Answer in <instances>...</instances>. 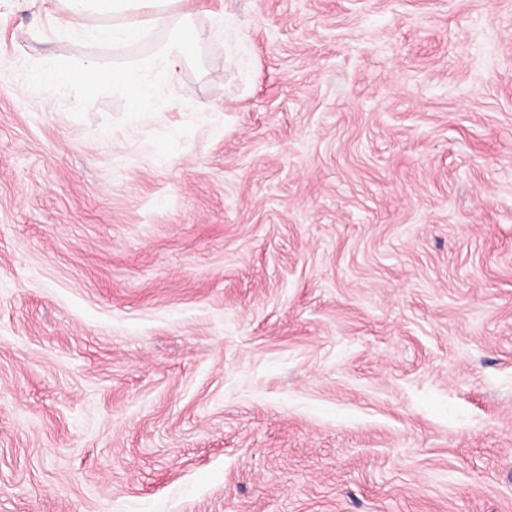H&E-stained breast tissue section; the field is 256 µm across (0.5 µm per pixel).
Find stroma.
<instances>
[{
  "label": "stroma",
  "mask_w": 512,
  "mask_h": 512,
  "mask_svg": "<svg viewBox=\"0 0 512 512\" xmlns=\"http://www.w3.org/2000/svg\"><path fill=\"white\" fill-rule=\"evenodd\" d=\"M184 104L0 0V512H512V0H185Z\"/></svg>",
  "instance_id": "stroma-1"
}]
</instances>
